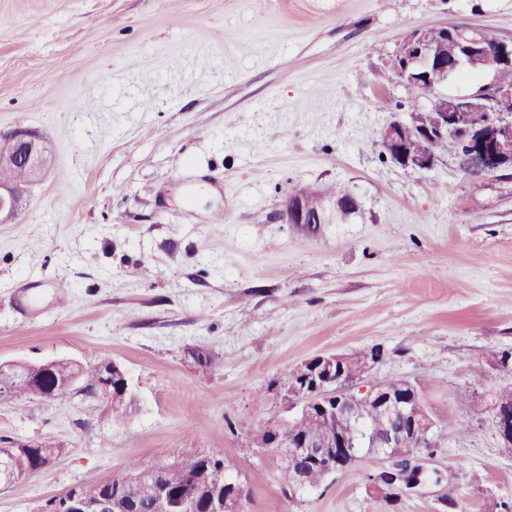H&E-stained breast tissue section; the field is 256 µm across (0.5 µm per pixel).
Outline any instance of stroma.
I'll return each instance as SVG.
<instances>
[{"label": "stroma", "mask_w": 512, "mask_h": 512, "mask_svg": "<svg viewBox=\"0 0 512 512\" xmlns=\"http://www.w3.org/2000/svg\"><path fill=\"white\" fill-rule=\"evenodd\" d=\"M442 23L512 40V0H0V131L50 159L0 223V361L111 360L139 399L111 426L85 391L0 398V439L65 447L0 512L195 450L233 462L248 512H386L370 460L290 497L251 448L284 412L274 381L374 346L371 380L427 384L461 420L433 465L464 512L512 498L491 410L512 387V178L379 147L415 95L393 78L403 35ZM337 182L360 205L345 223L280 219L289 192Z\"/></svg>", "instance_id": "1"}]
</instances>
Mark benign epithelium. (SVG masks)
I'll return each mask as SVG.
<instances>
[{"label": "benign epithelium", "instance_id": "benign-epithelium-1", "mask_svg": "<svg viewBox=\"0 0 512 512\" xmlns=\"http://www.w3.org/2000/svg\"><path fill=\"white\" fill-rule=\"evenodd\" d=\"M468 26L445 25L443 34L455 43V52L448 60L434 59L427 51L430 27L415 29L410 40L402 42L393 62V72L402 84L418 83L421 72L428 73L427 82L421 84L429 102L424 111L439 115L437 126L417 124L415 115H399L390 121L381 133V142L395 164L418 171L434 168L438 155L428 149L412 150L411 143L432 142L436 136L451 132L465 140L467 158L461 169L468 173L489 174L512 169V84L495 81L484 91L464 95H435V87L448 80L459 67L475 70L498 71L512 66V42L485 38H469ZM23 166L36 180L46 166L45 148L23 131L0 133V167ZM25 188L0 180V222L3 215H13ZM284 215L287 222L300 224L307 231L322 224L318 211L306 206L305 196L295 192L288 195ZM383 359L379 349L369 350L360 357L331 353L316 361V379L310 390L299 386L288 376L277 384V393L287 404L288 411L307 415L320 423L340 418L350 425L346 433H339L323 441L302 435H284L281 430L286 420H271L252 437L255 453L263 457L273 454L283 463L297 465L294 469L292 491L308 489L305 469L310 465H323L329 475L343 473L363 458H372L376 465L369 470L372 482L367 489L382 498L399 503L435 490L438 512H457L456 501L442 493V484L429 483L421 478L433 461L429 455H414L405 465L395 463L400 457L398 449L406 442L419 447L432 445L440 428L425 397L409 384L390 385L384 381H370V371ZM57 360L38 363L0 362V370L8 369L23 376L38 372L43 378ZM374 406L381 413L377 424L371 423L364 409ZM493 416L501 440L512 441V406L505 401L493 400ZM15 451L0 452V488L15 482L13 467ZM162 472H156L153 499L156 512H195L190 498L178 502L170 499L164 486ZM69 512H102V504L79 497L75 490L63 496Z\"/></svg>", "mask_w": 512, "mask_h": 512}]
</instances>
